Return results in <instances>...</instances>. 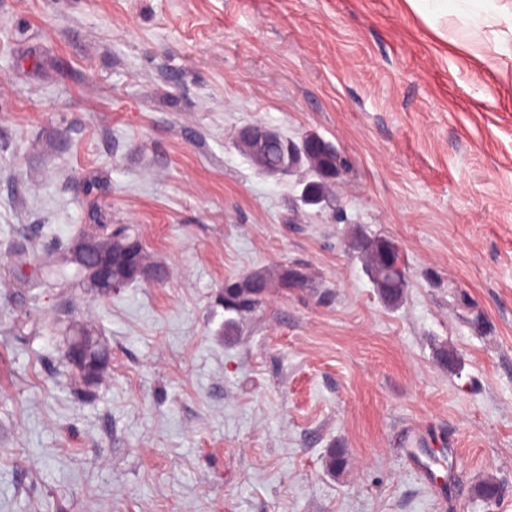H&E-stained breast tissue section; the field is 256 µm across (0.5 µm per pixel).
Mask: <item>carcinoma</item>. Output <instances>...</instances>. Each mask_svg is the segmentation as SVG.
<instances>
[{
	"instance_id": "1",
	"label": "carcinoma",
	"mask_w": 512,
	"mask_h": 512,
	"mask_svg": "<svg viewBox=\"0 0 512 512\" xmlns=\"http://www.w3.org/2000/svg\"><path fill=\"white\" fill-rule=\"evenodd\" d=\"M239 149L253 165L264 173L276 175L284 172H304L303 190L306 203L317 205L329 199L336 179L347 167V160L336 152L332 144L316 134H308L298 143L271 129L263 137L254 138L239 134ZM120 240L111 243L102 239L100 249L121 258L132 253L128 264L116 266L118 277L135 283L154 271L142 242L123 232ZM352 248L364 262L365 271L376 288L380 299L389 306L399 305L410 288L400 251L394 242L385 238L354 239ZM67 247L48 252L43 256L39 269L40 280L50 285L90 287V277L96 269V258L86 257L73 273L67 272ZM308 275L300 268L279 265L272 271H256L224 282V311L231 317L224 320V331L229 333L237 319L260 311L272 292L280 288H307Z\"/></svg>"
}]
</instances>
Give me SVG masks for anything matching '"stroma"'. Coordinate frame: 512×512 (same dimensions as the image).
<instances>
[{
  "label": "stroma",
  "mask_w": 512,
  "mask_h": 512,
  "mask_svg": "<svg viewBox=\"0 0 512 512\" xmlns=\"http://www.w3.org/2000/svg\"><path fill=\"white\" fill-rule=\"evenodd\" d=\"M469 40L404 0H0V512H512V77ZM255 122L347 159L330 207L253 167ZM96 208L168 278L33 287ZM278 265L315 290L225 335V280ZM352 248L364 262L365 271L380 299L388 306L399 305L410 285L395 243L381 237L371 239L359 235ZM396 267L398 272H394ZM96 340L92 336H77L68 346L66 353L68 357L73 361L74 366L78 369L83 377L86 384L95 381L93 376L90 356L93 345Z\"/></svg>",
  "instance_id": "1"
}]
</instances>
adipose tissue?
Masks as SVG:
<instances>
[{
  "mask_svg": "<svg viewBox=\"0 0 512 512\" xmlns=\"http://www.w3.org/2000/svg\"><path fill=\"white\" fill-rule=\"evenodd\" d=\"M430 27L456 17L474 28L483 55L495 58L500 73L512 70V5L505 0H406Z\"/></svg>",
  "mask_w": 512,
  "mask_h": 512,
  "instance_id": "1",
  "label": "adipose tissue"
}]
</instances>
